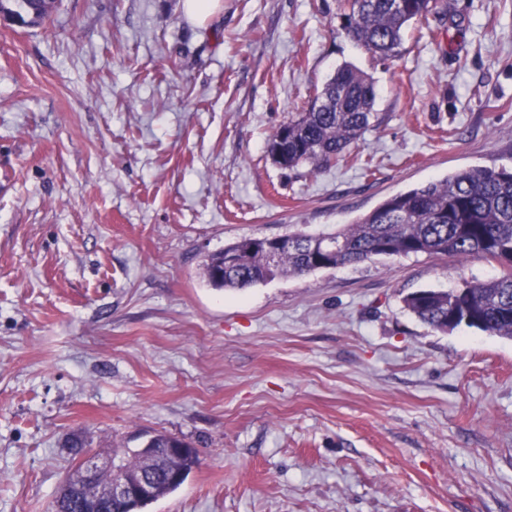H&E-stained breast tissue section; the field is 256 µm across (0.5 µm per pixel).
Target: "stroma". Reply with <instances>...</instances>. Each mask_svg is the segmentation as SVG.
Instances as JSON below:
<instances>
[{
	"label": "stroma",
	"mask_w": 512,
	"mask_h": 512,
	"mask_svg": "<svg viewBox=\"0 0 512 512\" xmlns=\"http://www.w3.org/2000/svg\"><path fill=\"white\" fill-rule=\"evenodd\" d=\"M393 60L339 0H61L0 15V512H52L74 451L162 431L202 463L146 512H512V339L404 306L497 270L377 257L218 290L244 237L332 233L512 166V0H444ZM375 116L336 166L268 141L343 63ZM10 2H13L14 8L4 6L3 0H1L0 12L5 10L23 19L29 17L32 12H35V18L30 19V23H39L49 19L58 6L57 0L50 1L48 8L43 1L11 0ZM220 0H184L186 16L192 21H204L219 8Z\"/></svg>",
	"instance_id": "35a3bbf8"
}]
</instances>
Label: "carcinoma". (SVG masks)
<instances>
[{"mask_svg":"<svg viewBox=\"0 0 512 512\" xmlns=\"http://www.w3.org/2000/svg\"><path fill=\"white\" fill-rule=\"evenodd\" d=\"M5 10L39 23L50 18L57 0H11ZM440 0H341L342 30L346 37L380 59L396 58L405 29L413 22L438 14ZM376 92L370 77L351 64L339 66L316 90L308 107L288 118L272 135L268 152L282 169L309 165L328 168L343 157L350 145L370 127ZM296 246L270 263L263 243L241 249L236 240L208 255L203 278L217 289L242 290L279 276H306L321 267L337 268L371 260L410 254L441 255L459 261L479 257L499 268L487 279L463 278L446 291L422 290L404 299L405 307L432 329L448 332V305L464 304L480 323H468L490 336L512 338V169L471 168L441 180L430 181L385 199L353 224L325 239L336 251L314 260L304 244L305 234L294 232ZM184 447L178 460L168 461L163 449ZM148 455L136 450L121 458L129 473L148 469L161 484L153 498L132 507L115 501L105 512H144L159 498L179 488L201 463L202 452L191 443L165 432L149 437ZM181 472L178 482L167 480L168 465Z\"/></svg>","mask_w":512,"mask_h":512,"instance_id":"cac0c4a2","label":"carcinoma"}]
</instances>
